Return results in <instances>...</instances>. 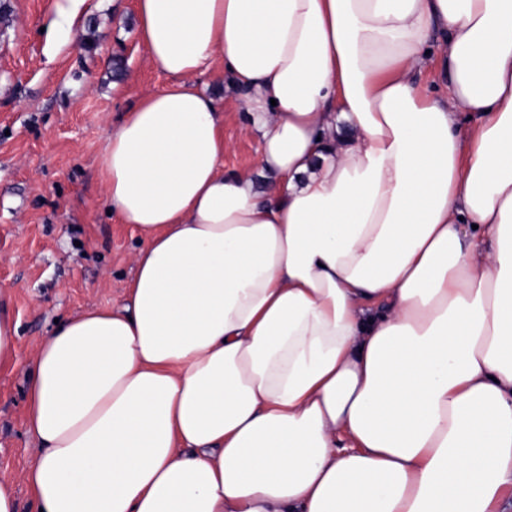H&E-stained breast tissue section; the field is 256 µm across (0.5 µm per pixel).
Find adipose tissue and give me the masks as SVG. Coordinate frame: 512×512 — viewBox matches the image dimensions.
Segmentation results:
<instances>
[{"mask_svg":"<svg viewBox=\"0 0 512 512\" xmlns=\"http://www.w3.org/2000/svg\"><path fill=\"white\" fill-rule=\"evenodd\" d=\"M169 78L100 174L142 246L31 364L37 512L512 495V0H135ZM443 93L419 82L430 58ZM221 67L270 174L224 166Z\"/></svg>","mask_w":512,"mask_h":512,"instance_id":"obj_1","label":"adipose tissue"}]
</instances>
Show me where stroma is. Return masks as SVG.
I'll use <instances>...</instances> for the list:
<instances>
[{"label": "stroma", "instance_id": "1", "mask_svg": "<svg viewBox=\"0 0 512 512\" xmlns=\"http://www.w3.org/2000/svg\"><path fill=\"white\" fill-rule=\"evenodd\" d=\"M1 1L0 289L19 327L16 359L0 363V477L13 481L17 512H35L22 481L38 456L25 424L29 368L56 321L123 302L140 239L108 215L100 159L125 112L167 78L139 43L135 0H86L53 39L54 0ZM191 82L224 102L225 167L255 168L257 143L223 72Z\"/></svg>", "mask_w": 512, "mask_h": 512}]
</instances>
